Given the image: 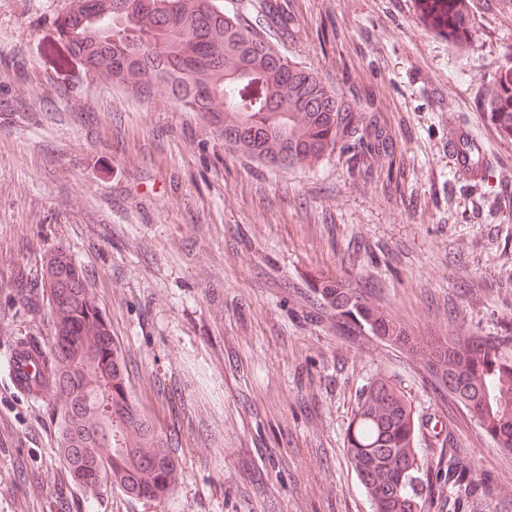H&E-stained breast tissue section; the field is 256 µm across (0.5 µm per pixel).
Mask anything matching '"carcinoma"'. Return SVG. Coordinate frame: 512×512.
Here are the masks:
<instances>
[{"instance_id":"obj_1","label":"carcinoma","mask_w":512,"mask_h":512,"mask_svg":"<svg viewBox=\"0 0 512 512\" xmlns=\"http://www.w3.org/2000/svg\"><path fill=\"white\" fill-rule=\"evenodd\" d=\"M426 23L464 49L471 0H429ZM263 21L288 32V18L266 4ZM62 50L94 77L137 93L165 85L236 151L271 165H307L335 150L350 172L366 177L388 162L390 133L374 115L359 126L357 109L374 107L365 88L341 101L311 70L291 64L274 43L244 26L219 0H69L55 18ZM500 135L512 138V54L485 103ZM370 262L397 270V255L365 247ZM307 282L334 310L336 329H363L408 351L443 391L467 409L499 447L512 450V333L504 336L411 335L369 295L371 284L347 270L319 268ZM47 296L49 361L59 448L72 480L95 493L103 482L130 497L161 499L177 479L171 448L132 400L112 332L84 274L63 251L40 274ZM419 419L396 383L379 377L359 390L344 443L374 512H478L490 491L470 461L448 449L446 464L417 448Z\"/></svg>"}]
</instances>
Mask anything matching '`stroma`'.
I'll return each mask as SVG.
<instances>
[{"label":"stroma","instance_id":"1","mask_svg":"<svg viewBox=\"0 0 512 512\" xmlns=\"http://www.w3.org/2000/svg\"><path fill=\"white\" fill-rule=\"evenodd\" d=\"M65 0H0V512H373L343 440L362 386L402 387L423 425L492 482L482 512H512L499 448L408 352L337 332L303 276L338 268L366 237L404 253L362 265L415 336H497L512 326V139L483 107L512 52V0H473L457 51L410 0H280L276 39L338 98L370 86L397 177H351L344 156L271 167L224 145L166 87L133 94L46 56ZM24 60V72L13 64ZM480 139L485 180L462 179L448 129ZM67 251L127 365L132 395L177 462L173 491L137 499L71 482L53 399L12 387L19 338L48 342L19 302L41 257Z\"/></svg>","mask_w":512,"mask_h":512}]
</instances>
